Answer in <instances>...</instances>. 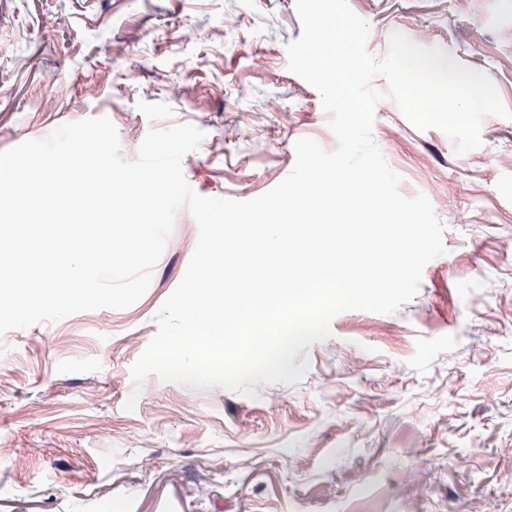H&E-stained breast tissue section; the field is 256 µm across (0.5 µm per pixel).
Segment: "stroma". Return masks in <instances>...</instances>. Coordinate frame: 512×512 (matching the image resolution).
I'll return each mask as SVG.
<instances>
[{
	"label": "stroma",
	"instance_id": "obj_1",
	"mask_svg": "<svg viewBox=\"0 0 512 512\" xmlns=\"http://www.w3.org/2000/svg\"><path fill=\"white\" fill-rule=\"evenodd\" d=\"M348 3L371 54L395 32L441 47L512 109V0ZM300 35L295 0H0V151L105 116L131 161L151 129L189 123L204 134L182 161L190 188L258 197L298 139L337 146L288 68ZM374 86L376 145L445 226L417 295L337 315L298 382L253 398L134 385L197 244L180 208L136 303L0 335V512H512V120L485 117L462 154Z\"/></svg>",
	"mask_w": 512,
	"mask_h": 512
}]
</instances>
